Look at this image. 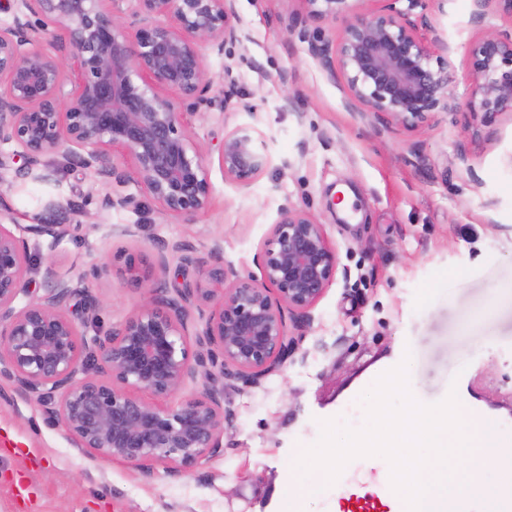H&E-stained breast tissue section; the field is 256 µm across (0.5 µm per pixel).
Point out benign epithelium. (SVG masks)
<instances>
[{
    "label": "benign epithelium",
    "instance_id": "7a95c632",
    "mask_svg": "<svg viewBox=\"0 0 512 512\" xmlns=\"http://www.w3.org/2000/svg\"><path fill=\"white\" fill-rule=\"evenodd\" d=\"M12 21L0 25V169L22 159L16 174L50 183L46 160L61 152L119 182L128 162L140 189L160 210L192 217L211 201L203 153L183 115L225 105L232 94L211 95L214 81L203 47L224 50L243 33L234 0H14ZM309 20L344 21L337 42L307 40L308 54L334 78L344 77L361 115L383 114L408 129L423 126L458 104L451 88L450 48L418 34L428 26L426 0H385L361 12L351 0H302ZM62 28L72 59L40 47L48 25ZM473 83L469 113L480 125L512 114V32H490L470 50ZM270 162L257 128L224 134V176L242 188ZM106 210L135 209L131 194L108 193ZM52 224H28L24 232L62 240L70 232L71 205L50 201ZM181 254L177 296L152 289L139 309L103 336L88 337L67 313L78 298L95 305L84 279L60 277L53 261L44 269L45 293L18 309L29 269L25 238L0 221V376L18 383L44 407L84 455L141 469L163 463L173 475L189 473L200 458L218 453L224 391L259 388L282 372L299 349L312 311L338 274L336 248L325 225L283 205L263 243L262 276L209 265L180 242L162 247L155 264L139 250L121 248L112 262L125 280L140 285L168 267L167 251ZM211 313L190 351L185 316L192 304ZM201 378L200 394L173 401L188 379ZM148 391L154 400L136 396Z\"/></svg>",
    "mask_w": 512,
    "mask_h": 512
}]
</instances>
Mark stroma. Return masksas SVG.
<instances>
[{"label":"stroma","mask_w":512,"mask_h":512,"mask_svg":"<svg viewBox=\"0 0 512 512\" xmlns=\"http://www.w3.org/2000/svg\"><path fill=\"white\" fill-rule=\"evenodd\" d=\"M235 8L243 42L203 50L209 76L233 98L185 117L205 155L209 208L188 220L163 214L135 181L113 182L57 153L46 157L58 172L50 186L2 169L4 223L49 222L42 204L50 197L77 209L60 242L29 237L28 292L17 304L42 295L43 267L54 261L62 276L88 275L99 307L84 331L104 335L147 293L128 286L116 266L92 277L117 249L151 260L157 246L186 240L196 257L257 277L263 242L286 203L324 224L337 278L283 373L259 388L225 391L234 417L224 425V450L186 475L79 454L33 397L0 377V512H278L273 484L283 479L289 494L302 481L295 461L317 442L319 415L361 428L366 410L353 386L397 351L411 354L409 387L421 400L461 372L472 399L495 421H512V299L501 294L512 283V116L478 129L465 107L471 45L487 31L512 29V15L497 7L477 24L472 0H428L420 34L451 47L460 107L410 131L362 117L345 80L329 78L308 54L291 27L299 0H235ZM237 127L259 128L270 154L247 191L220 161L224 134ZM345 188L359 216L353 224L339 209ZM111 191L138 196L137 209L103 210ZM127 226L133 236H121ZM486 307L490 315L472 321Z\"/></svg>","instance_id":"stroma-1"}]
</instances>
